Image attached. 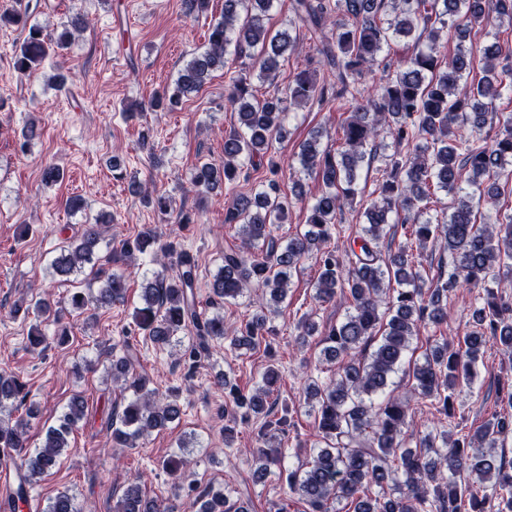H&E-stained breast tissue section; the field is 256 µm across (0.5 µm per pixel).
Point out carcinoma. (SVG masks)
Returning <instances> with one entry per match:
<instances>
[{
  "mask_svg": "<svg viewBox=\"0 0 512 512\" xmlns=\"http://www.w3.org/2000/svg\"><path fill=\"white\" fill-rule=\"evenodd\" d=\"M275 0H224L219 18L207 30V43L178 70L172 86L156 93L144 108L169 112L184 98L199 92L218 69H232L227 100L237 112L239 129L224 137V165L198 164L190 183L204 196L222 187L248 180V167L268 160L272 177L251 193L233 199L229 221L242 227L239 249L224 253V265L209 285L214 299L235 300L249 288H261L274 304L281 303L293 273L308 259L315 260L318 277L315 299L329 303L347 299L345 320L324 330L320 361L338 364L326 384L313 380L304 387L305 404L314 412L324 446L305 465L281 469L285 450L281 444L258 435L253 477L257 480L279 468L288 492L306 505V512H335L343 503L352 512H512V462L496 452L500 436L512 429L506 420H494L474 435H458L448 429H431L406 443L409 403L386 394L390 379L401 366L413 337L421 330L448 319V292L461 282L483 286L476 297L473 330L455 347L443 339L427 352L411 371L414 392L441 404L448 414L452 392L460 382L474 380L487 339L499 341L512 360V303L494 285L500 272H512V216L506 224L477 223L480 206L493 204L502 195L505 166L512 165V116L496 123L495 101L512 92V47L491 44L483 49L482 76L474 75L475 56L465 43L466 32L495 21L512 23V0H294L297 19L306 27L317 64L335 73L336 81L318 83L309 69L288 76L284 87L274 84L285 56L296 47L289 30L271 32L264 24ZM39 4L0 13V28L6 25L27 30L22 43L12 50L14 70L28 75L51 53L66 49L71 40L67 29L50 34L29 22ZM460 17L456 51L439 56L440 33L448 17ZM396 36L411 37L425 48L414 52L393 69L382 56ZM504 63H495L498 58ZM384 74L377 96L367 92L365 75L373 69ZM273 85L258 98L252 78ZM343 101L351 109L336 151L321 147L316 132L299 146L300 168L289 173L294 179L290 197L281 189L280 167L273 160L274 143L286 137L283 124L288 106L316 104L332 107ZM498 124L494 134L481 135ZM380 134L391 138L395 151L378 157L370 141ZM382 165L373 167L376 161ZM375 169L376 188L365 204L366 224L346 237L348 261L327 243L336 229V214L359 195V172ZM315 172L322 190L307 206L308 229L277 243L272 227L288 221L289 210L305 201L301 176ZM456 198L449 213L431 215L427 204L431 187ZM409 224L420 249L434 238H444L451 257L449 269L426 284L413 251L404 246L380 259L378 245L386 235L391 215ZM103 235L102 225L81 226L75 240L60 249L52 262L55 276L64 280L93 262ZM156 243L152 231L124 241L113 254L142 253ZM159 251L163 258L179 253L173 269L163 268L144 277L140 305L133 322L143 338L157 346H170L172 339L188 332L191 342L182 357L195 364L211 355L212 343L229 341L235 351L270 349L273 333L265 312L254 314L244 326L227 331L224 316L210 315L198 300L195 259L177 251L169 242ZM102 285L87 298L72 295V311H83L89 301L110 307L125 301L127 279L122 273L100 269ZM296 341L304 346L317 331L310 317L296 326ZM372 352H366L371 342ZM112 381L131 398L112 414L107 436L112 445L134 448L139 438L164 430L179 418L173 395L161 396L150 387L145 373L136 372L140 358L135 347L121 348L103 342ZM279 380L269 368L261 383L245 394L229 379L224 389L241 419L264 418L265 426L286 422L292 412L269 419L268 399ZM27 397L25 384L11 372L0 371V461H19L13 507L26 502L36 478L55 468L69 448V436L85 417L86 401L74 396L56 423L49 426L42 445L27 448L24 419L18 414ZM391 486L396 496L372 498L373 486ZM232 492L205 489L189 503L192 512H251ZM117 512H160L144 498L137 483L128 484L116 506ZM47 512H78L74 497L59 492Z\"/></svg>",
  "mask_w": 512,
  "mask_h": 512,
  "instance_id": "1",
  "label": "carcinoma"
}]
</instances>
